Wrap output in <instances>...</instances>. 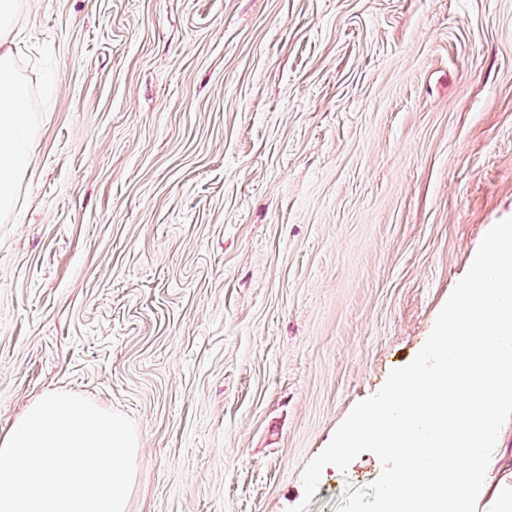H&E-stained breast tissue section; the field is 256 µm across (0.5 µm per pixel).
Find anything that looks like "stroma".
I'll return each instance as SVG.
<instances>
[{"mask_svg": "<svg viewBox=\"0 0 512 512\" xmlns=\"http://www.w3.org/2000/svg\"><path fill=\"white\" fill-rule=\"evenodd\" d=\"M0 435L129 417L128 512H335L301 474L512 218V0H24Z\"/></svg>", "mask_w": 512, "mask_h": 512, "instance_id": "obj_1", "label": "stroma"}]
</instances>
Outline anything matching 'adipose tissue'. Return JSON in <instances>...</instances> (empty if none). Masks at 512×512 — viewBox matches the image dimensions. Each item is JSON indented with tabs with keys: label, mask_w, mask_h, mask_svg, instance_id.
<instances>
[{
	"label": "adipose tissue",
	"mask_w": 512,
	"mask_h": 512,
	"mask_svg": "<svg viewBox=\"0 0 512 512\" xmlns=\"http://www.w3.org/2000/svg\"><path fill=\"white\" fill-rule=\"evenodd\" d=\"M22 0H0V216L14 204L29 166L28 92L13 63V33Z\"/></svg>",
	"instance_id": "1"
}]
</instances>
